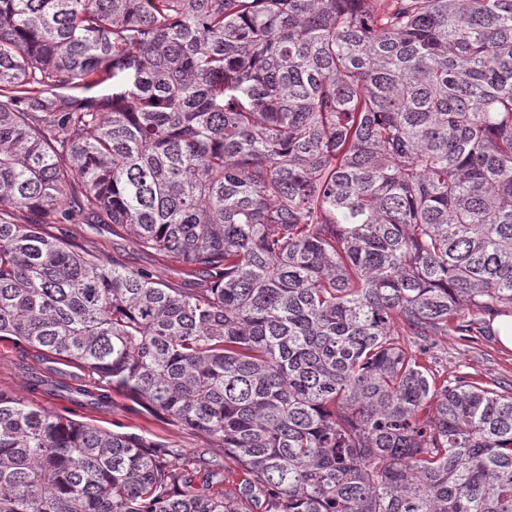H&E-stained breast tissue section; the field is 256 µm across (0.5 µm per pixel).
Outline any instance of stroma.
I'll return each instance as SVG.
<instances>
[{"label":"stroma","instance_id":"obj_1","mask_svg":"<svg viewBox=\"0 0 512 512\" xmlns=\"http://www.w3.org/2000/svg\"><path fill=\"white\" fill-rule=\"evenodd\" d=\"M49 230L105 262L148 271L174 288L193 285L192 280L184 278L176 258L140 250L129 235L122 231L113 232L111 225L53 224ZM434 357V366L439 371L457 375L467 373L480 379L488 377L503 386L512 385V349L502 345L498 336H481L472 342L462 341L452 334L442 336L438 339ZM32 377L42 379L44 388L30 391L28 380ZM75 378L81 379L89 389L97 387L92 373L72 364L49 362L16 340H0V392L106 431L131 434L179 449L187 458L202 451L214 459H223L224 450L219 441L158 418L151 409L121 390H112L108 402L73 406L63 387Z\"/></svg>","mask_w":512,"mask_h":512}]
</instances>
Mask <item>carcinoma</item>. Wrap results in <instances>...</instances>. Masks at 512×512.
<instances>
[{
  "mask_svg": "<svg viewBox=\"0 0 512 512\" xmlns=\"http://www.w3.org/2000/svg\"><path fill=\"white\" fill-rule=\"evenodd\" d=\"M509 314L512 0H0V338L243 474L0 393V512H512V391L430 354ZM48 231L88 253L114 264L146 270L172 288H199L196 280L185 279L174 257H162L140 250L125 232H113L112 224H49Z\"/></svg>",
  "mask_w": 512,
  "mask_h": 512,
  "instance_id": "carcinoma-1",
  "label": "carcinoma"
}]
</instances>
